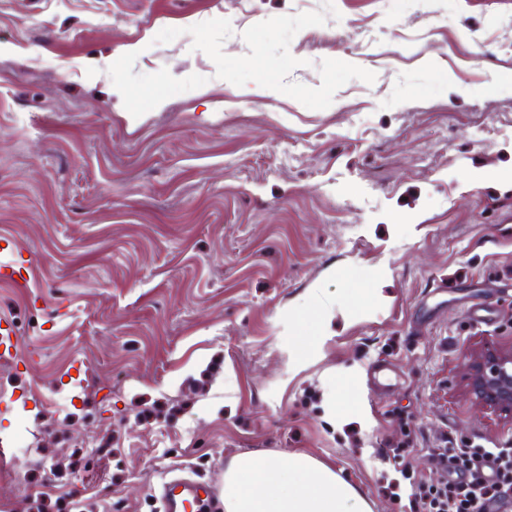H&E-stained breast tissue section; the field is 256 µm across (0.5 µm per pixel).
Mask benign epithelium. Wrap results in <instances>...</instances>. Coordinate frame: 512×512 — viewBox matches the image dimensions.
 <instances>
[{"mask_svg":"<svg viewBox=\"0 0 512 512\" xmlns=\"http://www.w3.org/2000/svg\"><path fill=\"white\" fill-rule=\"evenodd\" d=\"M467 391L483 406L512 416V351L486 348L468 356Z\"/></svg>","mask_w":512,"mask_h":512,"instance_id":"obj_1","label":"benign epithelium"}]
</instances>
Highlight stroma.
I'll list each match as a JSON object with an SVG mask.
<instances>
[{
  "mask_svg": "<svg viewBox=\"0 0 512 512\" xmlns=\"http://www.w3.org/2000/svg\"><path fill=\"white\" fill-rule=\"evenodd\" d=\"M510 168L512 0H0V237L34 259L0 283V503L159 512L303 452L420 512L448 439L512 442L463 382L512 349ZM330 316H324L322 319L323 328L322 335L316 340H308L300 345L295 346L294 351L290 355V364L294 369L300 370L306 367L308 362L315 358L319 352L320 346L325 342V336H332L330 330ZM159 498L163 512H207L217 497L210 480L180 476L161 485Z\"/></svg>",
  "mask_w": 512,
  "mask_h": 512,
  "instance_id": "1",
  "label": "stroma"
}]
</instances>
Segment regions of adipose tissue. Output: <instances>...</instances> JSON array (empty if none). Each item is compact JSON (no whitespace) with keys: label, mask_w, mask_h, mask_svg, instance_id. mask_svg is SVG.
I'll return each instance as SVG.
<instances>
[{"label":"adipose tissue","mask_w":512,"mask_h":512,"mask_svg":"<svg viewBox=\"0 0 512 512\" xmlns=\"http://www.w3.org/2000/svg\"><path fill=\"white\" fill-rule=\"evenodd\" d=\"M222 502L224 512H372L353 485L302 452L236 456L224 473Z\"/></svg>","instance_id":"1"}]
</instances>
